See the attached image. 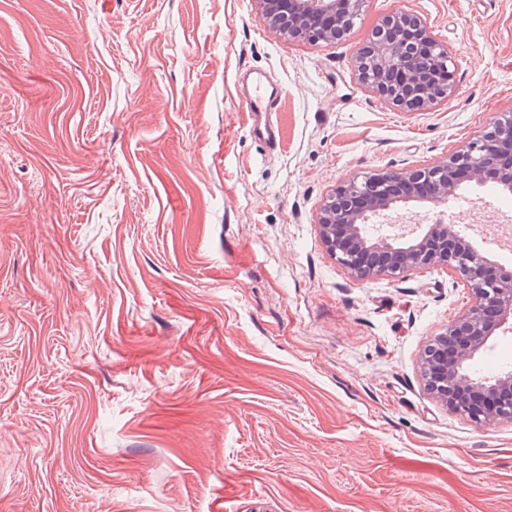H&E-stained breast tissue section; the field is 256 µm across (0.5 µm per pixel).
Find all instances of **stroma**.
<instances>
[{"instance_id":"35a3bbf8","label":"stroma","mask_w":512,"mask_h":512,"mask_svg":"<svg viewBox=\"0 0 512 512\" xmlns=\"http://www.w3.org/2000/svg\"><path fill=\"white\" fill-rule=\"evenodd\" d=\"M396 10L455 61L400 112L352 59ZM278 89L255 137L240 71ZM512 109V0H365L335 41L258 0H0V512H512V421L439 405L451 270L354 282L318 229L343 180L432 165ZM461 217L512 269V193Z\"/></svg>"}]
</instances>
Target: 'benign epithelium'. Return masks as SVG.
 I'll use <instances>...</instances> for the list:
<instances>
[{"mask_svg":"<svg viewBox=\"0 0 512 512\" xmlns=\"http://www.w3.org/2000/svg\"><path fill=\"white\" fill-rule=\"evenodd\" d=\"M269 24L290 38L327 41L352 27L363 0H259ZM359 81L388 105L413 112L448 98L454 60L418 17L395 11L385 16L353 60ZM493 180L512 192V117L500 116L476 138L431 166L388 169L366 180L343 181L323 204L318 220L327 252L355 282L397 279L409 270L442 266L471 288L473 303L425 346L421 377L425 391L450 410L479 424L512 420V370L477 376L474 360L497 330L512 332V271L493 281L494 265L456 221L437 218L421 233L389 222L388 211L411 202L442 205L462 182ZM426 190L421 198L417 189Z\"/></svg>","mask_w":512,"mask_h":512,"instance_id":"benign-epithelium-1","label":"benign epithelium"}]
</instances>
